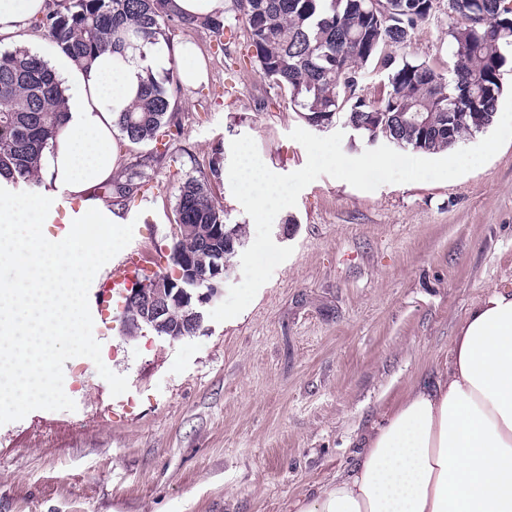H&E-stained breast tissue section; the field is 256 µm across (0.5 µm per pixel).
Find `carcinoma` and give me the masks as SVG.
I'll use <instances>...</instances> for the list:
<instances>
[{"instance_id": "obj_1", "label": "carcinoma", "mask_w": 512, "mask_h": 512, "mask_svg": "<svg viewBox=\"0 0 512 512\" xmlns=\"http://www.w3.org/2000/svg\"><path fill=\"white\" fill-rule=\"evenodd\" d=\"M169 0H61L39 21L49 39L80 60L110 50L121 62L128 50L143 51L158 37L169 39L174 29L205 27L217 47L224 48L226 20L198 21L179 16ZM359 0H230L225 13L246 27L248 59L261 78L288 91L300 117L318 128L338 121L356 127L367 143L386 141L403 150L440 153L452 148L448 138L461 142L487 129L502 95L500 71L512 54V14L500 0H450L448 27L450 65L442 73L426 62L390 50H402L416 27L431 18L424 0H383L385 10L369 17ZM488 14L492 21L472 26ZM382 58L387 70L382 97L367 100L361 94L365 68ZM185 92L177 63L160 81L148 77L129 108L118 114L116 125L133 145L168 142L181 133L176 112ZM66 113L64 89L43 58L26 50L0 51V176L17 184L38 177V166L48 141L62 128ZM211 177L187 178L178 187L174 205L176 224H220L224 236L243 246L245 225L230 224L227 212L212 190L223 162H212ZM132 171L116 179L108 192L113 204L123 206L137 190ZM165 312L149 321L144 304L125 307L126 334L149 330L164 336L197 332L190 323L191 308L168 296Z\"/></svg>"}]
</instances>
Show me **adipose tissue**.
<instances>
[{
    "instance_id": "1",
    "label": "adipose tissue",
    "mask_w": 512,
    "mask_h": 512,
    "mask_svg": "<svg viewBox=\"0 0 512 512\" xmlns=\"http://www.w3.org/2000/svg\"><path fill=\"white\" fill-rule=\"evenodd\" d=\"M49 0H0V44L25 40ZM180 63L196 84L205 62L189 43L149 45L119 63L104 52L87 66L59 51L48 60L69 92L60 132L40 158L42 191L0 207V224H25L26 242L0 236L16 273L0 280V398L45 394L51 349L74 340L80 283L103 265L119 219L91 194L118 168L115 119L148 75ZM80 198L84 219L63 237H44L52 199ZM289 512H512V291L495 290L462 322L446 372L414 385L367 435L353 468Z\"/></svg>"
}]
</instances>
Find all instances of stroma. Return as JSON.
I'll return each instance as SVG.
<instances>
[{
	"mask_svg": "<svg viewBox=\"0 0 512 512\" xmlns=\"http://www.w3.org/2000/svg\"><path fill=\"white\" fill-rule=\"evenodd\" d=\"M451 23L439 0L408 54L446 70ZM172 40L201 48L206 78L179 101L182 135L166 156L119 137L120 168L148 164L116 210L107 271L134 250L155 268L179 182L209 176L232 140L251 136L278 174L307 161L287 93L242 59V23L223 52L202 28ZM272 238L294 252L250 305L175 340L126 335L121 298L97 310V279L83 282L91 346L56 345L55 392L0 407V512H287L318 493L383 411L447 369L469 311L493 287L512 289V142L450 181L367 192L321 176Z\"/></svg>",
	"mask_w": 512,
	"mask_h": 512,
	"instance_id": "obj_1",
	"label": "stroma"
}]
</instances>
